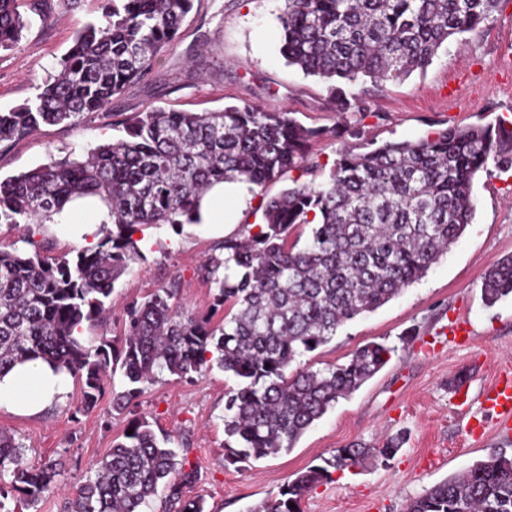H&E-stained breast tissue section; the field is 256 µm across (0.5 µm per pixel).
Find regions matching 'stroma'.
Segmentation results:
<instances>
[{
    "label": "stroma",
    "mask_w": 512,
    "mask_h": 512,
    "mask_svg": "<svg viewBox=\"0 0 512 512\" xmlns=\"http://www.w3.org/2000/svg\"><path fill=\"white\" fill-rule=\"evenodd\" d=\"M103 0L68 6L55 0L50 25L31 18L14 47L0 51V109L33 99L38 86L57 70L74 37L101 14ZM281 0H196L176 42L139 82L112 99L111 114L80 124L44 125L0 151V176L28 171L49 158L82 157L111 141L113 121L153 107L214 112L248 103L285 110L309 127L324 129L309 149V161L325 178L341 148L359 141L382 144L415 140L449 127L512 120V74L500 70L512 54V0H501L493 21L464 34L462 42L439 49L425 71L400 82L373 86L363 111L335 110L329 82L287 65L280 53ZM291 177L247 193L227 209L226 228L187 224L182 230L145 225L149 242L115 285L109 318L84 335L119 340L128 307L178 277V305L204 313L215 287L201 276L205 258L220 254L226 238L262 223V196L291 185ZM474 215L463 234L420 281L374 312L342 326L327 344L298 358V366L323 369L347 362L370 342L391 346L387 364L348 398L338 400L289 451L257 461L224 462V404L235 378L210 366L190 379L162 375L145 390L134 411H116L111 395L80 414L81 384L72 381L65 400L40 416L0 410V429L26 449L29 463L48 459L61 465L54 487L38 512H63L74 485L93 472L110 452L132 415L169 434L176 448H188L187 465L196 472L189 497H202L207 512H250L307 467L321 464L336 449L360 441L382 445L401 437L397 454L383 464L333 473L311 488L301 512H403L405 504L450 478L494 449L512 441V428L488 415L480 401L500 371L512 372V297L486 306L482 300L489 265L512 255V171L488 169L473 180ZM465 319L470 334L457 344L444 330ZM470 381L467 394L451 388L457 376ZM483 419V427L472 425Z\"/></svg>",
    "instance_id": "stroma-1"
}]
</instances>
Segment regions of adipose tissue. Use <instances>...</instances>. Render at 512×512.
Listing matches in <instances>:
<instances>
[{"label": "adipose tissue", "instance_id": "adipose-tissue-1", "mask_svg": "<svg viewBox=\"0 0 512 512\" xmlns=\"http://www.w3.org/2000/svg\"><path fill=\"white\" fill-rule=\"evenodd\" d=\"M245 193V185L236 181L215 185L202 201L201 215L205 223L223 224L225 207L239 203ZM74 206L67 231L73 240L83 241L98 232L107 209L95 197L77 200ZM70 385L69 374L55 370L48 363L18 364L0 376V408L34 416L52 402L64 400Z\"/></svg>", "mask_w": 512, "mask_h": 512}]
</instances>
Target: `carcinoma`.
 Here are the masks:
<instances>
[{
  "instance_id": "1",
  "label": "carcinoma",
  "mask_w": 512,
  "mask_h": 512,
  "mask_svg": "<svg viewBox=\"0 0 512 512\" xmlns=\"http://www.w3.org/2000/svg\"><path fill=\"white\" fill-rule=\"evenodd\" d=\"M283 2L288 65L353 86L425 70L444 44L486 26L500 0ZM18 7L19 0H0V51L11 49L26 26ZM193 7L194 0H105L101 16L76 33L34 99L0 110V146L43 124H72L106 109L147 75ZM29 10L46 25L53 0H29ZM332 92L338 112L364 107L339 87ZM113 127L123 136L88 150L83 160L52 159L0 179V224H45L87 196L100 199L112 224L95 246L54 264L37 249L22 254L0 246V375L18 362L54 363L81 379L87 413L119 370L125 389L112 393V407L124 411L160 374L188 379L215 353L236 378L224 416L230 464L292 448L338 399L383 368L392 348L378 342L324 370L292 365L346 322L425 277L472 222L475 175L490 164L512 169V128L502 120L363 152L344 148L324 180L296 183L267 200L258 232L224 240V256L204 261L202 276L216 288L211 314L180 310L174 278L129 307L117 347L81 336L79 328L106 315L115 283L141 256L138 227L200 223L201 199L216 183L262 189L294 169L312 171L308 150L324 131L247 103L204 113L156 107ZM298 224L310 226L301 247L288 240ZM482 293L489 306L512 297V256L490 265ZM228 305L235 312L213 324ZM129 428L133 433L75 486L65 512H204L203 498L184 495L196 480L182 460L188 449L170 447L169 436L142 416ZM399 448L397 439L339 448L251 512H301L305 493L331 471L387 461ZM57 475L55 461L28 464L22 444L0 430V512L37 508ZM406 512H512V454L491 452L411 500Z\"/></svg>"
}]
</instances>
